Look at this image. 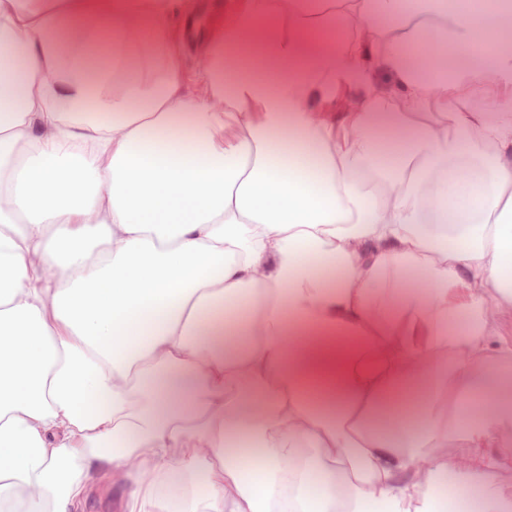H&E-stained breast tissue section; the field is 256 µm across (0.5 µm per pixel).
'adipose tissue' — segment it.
<instances>
[{
	"label": "adipose tissue",
	"mask_w": 512,
	"mask_h": 512,
	"mask_svg": "<svg viewBox=\"0 0 512 512\" xmlns=\"http://www.w3.org/2000/svg\"><path fill=\"white\" fill-rule=\"evenodd\" d=\"M476 4L233 0L192 92L182 0H0V512H512Z\"/></svg>",
	"instance_id": "adipose-tissue-1"
}]
</instances>
